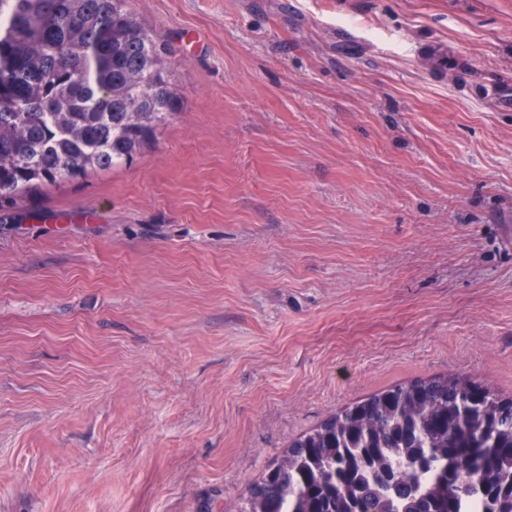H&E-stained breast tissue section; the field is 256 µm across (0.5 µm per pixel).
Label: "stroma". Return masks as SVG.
I'll return each mask as SVG.
<instances>
[{"label": "stroma", "mask_w": 512, "mask_h": 512, "mask_svg": "<svg viewBox=\"0 0 512 512\" xmlns=\"http://www.w3.org/2000/svg\"><path fill=\"white\" fill-rule=\"evenodd\" d=\"M182 110L0 208V512H240L330 414L512 395V0H130Z\"/></svg>", "instance_id": "1"}]
</instances>
